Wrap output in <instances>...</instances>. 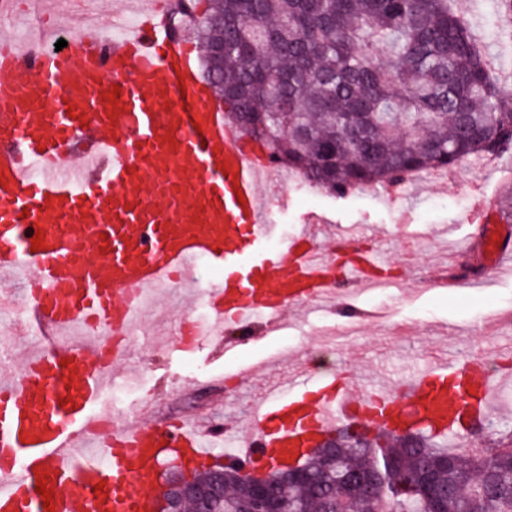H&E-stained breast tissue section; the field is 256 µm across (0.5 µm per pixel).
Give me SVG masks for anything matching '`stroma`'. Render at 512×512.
Segmentation results:
<instances>
[{"mask_svg":"<svg viewBox=\"0 0 512 512\" xmlns=\"http://www.w3.org/2000/svg\"><path fill=\"white\" fill-rule=\"evenodd\" d=\"M511 184L512 152L449 169L439 181L422 173L410 191L393 199L373 187L334 194L265 184L278 235L296 234L312 214L322 218L328 242L340 226L358 225L360 249L377 251L390 263L396 287L378 304L362 301L357 284L343 285L339 301L355 307L357 320L315 307L291 322L288 334L259 340L236 342L228 325L212 344L199 347L136 332L120 374L126 389L120 420L129 421L148 401L158 422L206 414L219 422L248 424L259 393L250 380L254 368L267 364L279 371L280 359L290 354L315 359L332 339L335 354L313 366V378L374 365L392 380H405L431 359L438 336L448 337L459 357L481 358L494 370L500 350L512 347V272L492 270L481 249L480 227L464 217L477 192L493 202ZM283 193L289 198L284 209L277 204ZM480 325L487 333H477Z\"/></svg>","mask_w":512,"mask_h":512,"instance_id":"1","label":"stroma"}]
</instances>
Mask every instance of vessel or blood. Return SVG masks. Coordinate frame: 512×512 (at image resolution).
I'll return each mask as SVG.
<instances>
[{"instance_id": "obj_1", "label": "vessel or blood", "mask_w": 512, "mask_h": 512, "mask_svg": "<svg viewBox=\"0 0 512 512\" xmlns=\"http://www.w3.org/2000/svg\"><path fill=\"white\" fill-rule=\"evenodd\" d=\"M30 3L53 18L46 38L21 43L0 30V276L26 284L19 313L42 321L48 341L21 365L0 366V512H153L163 453L207 459L225 429L112 422L103 396L141 317L139 295L184 287L198 259L223 267L197 295L213 313L191 330L199 345L222 322L271 334L288 309L334 300V267L316 217L276 238L259 184L277 161L248 143L200 79L186 33L170 23L174 0H136L133 21L114 10L105 33L89 32L88 13ZM62 33L76 47L50 49ZM466 220L487 224L483 250L506 257L483 205ZM381 267L356 251L346 275L367 284ZM311 383L301 363L268 381L229 465L284 463L355 417L396 432L449 431L488 415L497 390L479 362L447 353L399 387ZM41 479L51 502L36 490Z\"/></svg>"}]
</instances>
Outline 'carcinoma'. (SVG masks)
Returning <instances> with one entry per match:
<instances>
[{
    "label": "carcinoma",
    "instance_id": "carcinoma-1",
    "mask_svg": "<svg viewBox=\"0 0 512 512\" xmlns=\"http://www.w3.org/2000/svg\"><path fill=\"white\" fill-rule=\"evenodd\" d=\"M182 0L204 80L240 126L288 168L331 193L397 183L512 148V96L453 0ZM224 40V55L212 46ZM489 446L450 448L428 429L384 428L319 444L296 482L269 469L287 512H423L424 476L448 490L442 512H512V428L489 423ZM223 489L215 512H243L237 469H202Z\"/></svg>",
    "mask_w": 512,
    "mask_h": 512
}]
</instances>
